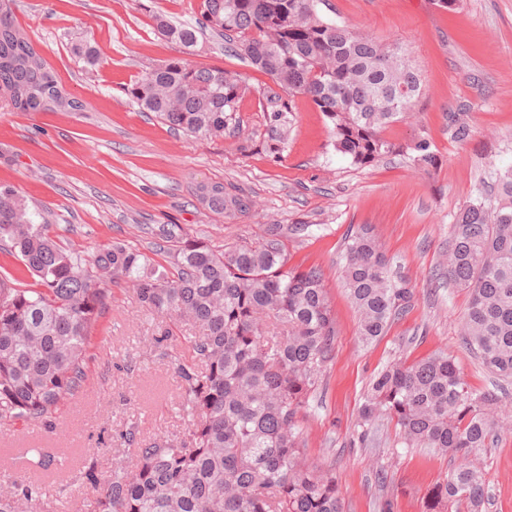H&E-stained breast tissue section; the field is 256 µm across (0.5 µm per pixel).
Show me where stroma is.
<instances>
[{
    "label": "stroma",
    "mask_w": 512,
    "mask_h": 512,
    "mask_svg": "<svg viewBox=\"0 0 512 512\" xmlns=\"http://www.w3.org/2000/svg\"><path fill=\"white\" fill-rule=\"evenodd\" d=\"M198 0H17L15 18L58 82L83 103L79 112H19L0 106V183L14 186L50 222L63 247L89 256L115 241L169 266L164 224L181 225L214 248L260 238L274 224H308V237L289 238L294 265H317L336 316L338 336L322 385L301 415V440L312 460L334 464L343 512H426V493L443 478L448 458L404 448L394 421L375 423L361 443L358 408L371 378L389 362L437 352L451 356L474 390L512 400V384L499 382L461 342L460 317L468 290L442 270L448 226L476 190L495 191V167L512 162V0H463L461 9H436L432 0H325L321 14L379 41L403 45L420 72L423 94L415 115L393 125L390 138L406 144L426 134L441 156L432 174L387 157L358 167L337 153L323 115L307 98L297 112L288 148L273 160L262 150L259 93L273 78L225 49L200 40L190 60L229 69L249 91L240 106L242 137L195 139L139 111L127 87L176 56L154 19L197 16ZM91 43L97 65L73 52ZM468 124L464 141L450 121ZM221 183L259 200L257 210L229 218L205 209L196 185ZM369 225L393 273L414 292V307L376 342L362 344L357 315L346 294L341 263L353 227ZM166 327L145 312L131 284H113L87 358V391L62 405L48 424L0 422V489L39 479L64 512H78L96 491L82 478L95 462L107 474L114 449L159 437L184 438L181 385L174 372L187 358L182 340L156 344ZM45 448L66 455L43 471L24 467L20 451ZM488 500L484 512H512V432L500 430L483 463ZM384 478H377V470Z\"/></svg>",
    "instance_id": "obj_1"
}]
</instances>
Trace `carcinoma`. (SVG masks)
Segmentation results:
<instances>
[{
  "instance_id": "1",
  "label": "carcinoma",
  "mask_w": 512,
  "mask_h": 512,
  "mask_svg": "<svg viewBox=\"0 0 512 512\" xmlns=\"http://www.w3.org/2000/svg\"><path fill=\"white\" fill-rule=\"evenodd\" d=\"M323 0H200L195 24L155 17L178 56L127 88L140 111L170 128L213 139L239 130L248 91L235 71L192 66L204 33L224 37L236 55L280 87L261 93L262 145L277 160L288 148L296 98L310 99L330 126L335 150L359 166L398 155L429 173L441 158L430 139L403 146L387 137L412 115L418 71L403 47L384 45L325 20ZM15 0H0V100L21 112H78L54 72L16 24ZM497 197L482 192L460 207L448 228V282L470 292L463 343L491 374L512 382V166L494 170ZM215 214L237 217L258 207L222 183L197 187ZM309 224H275L260 239L213 249L166 224L174 271L151 264L122 242L87 260L59 245L45 216L0 184V249L34 279L0 271V420L47 423L48 414L84 390L93 332L119 280L135 287L147 311L197 328L191 356L177 364L189 415L180 441L156 439L126 448L105 477L94 463L84 479L97 488L86 512H343L335 468L301 448V412L322 382L336 345V319L323 270L290 265L285 239ZM342 280L359 316L360 340L386 335L408 312L414 293L390 273V261L367 225L350 232ZM362 434L386 416L406 448L449 457L451 470L428 491L426 512L463 505L483 512L487 491L478 461L512 403L474 392L445 353L397 360L370 381L358 411ZM48 489L15 482L0 492V512H39Z\"/></svg>"
}]
</instances>
